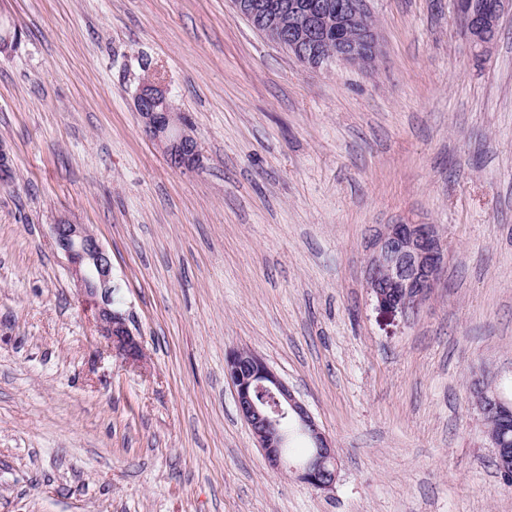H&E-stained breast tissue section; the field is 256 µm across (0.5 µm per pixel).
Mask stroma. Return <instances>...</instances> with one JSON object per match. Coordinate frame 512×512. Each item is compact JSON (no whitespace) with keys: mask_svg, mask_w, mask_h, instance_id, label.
Returning <instances> with one entry per match:
<instances>
[{"mask_svg":"<svg viewBox=\"0 0 512 512\" xmlns=\"http://www.w3.org/2000/svg\"><path fill=\"white\" fill-rule=\"evenodd\" d=\"M382 51L311 69L230 0H0V512H512L472 408L512 400V9L488 49L452 0H366ZM201 151L144 132L141 59ZM89 225L146 361L112 355L51 226ZM448 248L412 317L364 279L381 224ZM284 378L336 448L271 469L224 373Z\"/></svg>","mask_w":512,"mask_h":512,"instance_id":"stroma-1","label":"stroma"}]
</instances>
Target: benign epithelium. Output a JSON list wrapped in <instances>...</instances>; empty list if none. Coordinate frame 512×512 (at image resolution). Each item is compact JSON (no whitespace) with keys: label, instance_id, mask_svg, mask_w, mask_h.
<instances>
[{"label":"benign epithelium","instance_id":"7a95c632","mask_svg":"<svg viewBox=\"0 0 512 512\" xmlns=\"http://www.w3.org/2000/svg\"><path fill=\"white\" fill-rule=\"evenodd\" d=\"M236 11L272 42L288 49L311 68L331 62L371 66L380 53L377 27L366 24L364 0H316L302 8L295 0H232ZM512 0H453L456 17L473 43L483 49L495 39L501 15ZM21 38L17 27L0 29V56L11 54ZM148 76L135 95V111L149 137L174 170H189L200 161L198 141L186 130L183 113L175 108L170 90ZM14 176L9 151L0 143V183ZM57 247L67 257L69 272L112 353L131 365L145 359L144 348L114 298L112 260L85 224L62 219L51 225ZM444 243L434 224H384L372 235L365 263V282L379 309L415 315L434 294L445 270ZM225 375L232 382L239 414L249 426L270 467H289L320 491H330L337 479L336 448L307 406L277 371L258 353L232 350ZM472 406L486 425L498 469L512 471V403L490 387L485 376L473 378ZM292 433L304 436L309 453L297 463L284 448Z\"/></svg>","mask_w":512,"mask_h":512}]
</instances>
